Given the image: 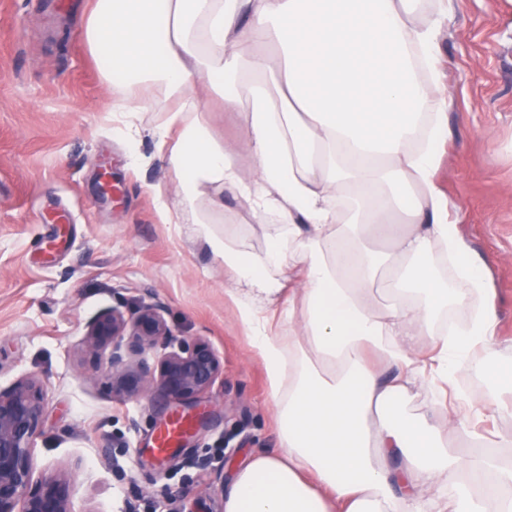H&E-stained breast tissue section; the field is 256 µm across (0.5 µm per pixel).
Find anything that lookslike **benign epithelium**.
Here are the masks:
<instances>
[{
	"mask_svg": "<svg viewBox=\"0 0 512 512\" xmlns=\"http://www.w3.org/2000/svg\"><path fill=\"white\" fill-rule=\"evenodd\" d=\"M161 341L166 352L151 365L146 353ZM83 352L103 366L112 397L119 401L155 393L168 404L187 405L223 372L206 341L175 337L161 308L152 304L130 314L118 305L92 319ZM45 412L38 376L0 388V512H71L69 476L35 473L32 449Z\"/></svg>",
	"mask_w": 512,
	"mask_h": 512,
	"instance_id": "1",
	"label": "benign epithelium"
}]
</instances>
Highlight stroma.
Here are the masks:
<instances>
[{"label":"stroma","instance_id":"1","mask_svg":"<svg viewBox=\"0 0 512 512\" xmlns=\"http://www.w3.org/2000/svg\"><path fill=\"white\" fill-rule=\"evenodd\" d=\"M0 0V387L40 377L47 407L37 473H68L72 512H224L234 467L279 447L262 364L225 295L223 263L159 198L178 179L151 134L112 123V83L83 28L91 0ZM448 133L436 179L495 298L501 359L512 358V0H453L442 26ZM234 162L253 177L241 113L207 112ZM212 229L249 250L264 227L222 191ZM161 306L174 335L207 340L224 370L195 408L206 418L164 460L155 438L170 413L159 397L117 402L80 351L91 319L118 304ZM112 450L104 462L100 447ZM208 458L207 468L193 467Z\"/></svg>","mask_w":512,"mask_h":512}]
</instances>
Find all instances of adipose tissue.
<instances>
[{
    "instance_id": "ef3b65f1",
    "label": "adipose tissue",
    "mask_w": 512,
    "mask_h": 512,
    "mask_svg": "<svg viewBox=\"0 0 512 512\" xmlns=\"http://www.w3.org/2000/svg\"><path fill=\"white\" fill-rule=\"evenodd\" d=\"M447 12L446 0H96L86 18L91 53L125 79L111 111L153 107L131 78L175 91L154 130L179 178L161 213L223 261L280 424L279 450L235 472L224 512H512V463L478 429L512 414V365L488 361L497 309L435 180ZM245 44L278 53L246 96L242 71L265 60L244 58ZM215 98L248 105L253 179L200 118ZM209 187L232 189L255 223L276 216L261 250L211 233ZM382 267L380 302L369 284ZM476 359L486 390L456 393ZM425 386L432 415L392 416ZM465 425L463 460L448 433Z\"/></svg>"
}]
</instances>
